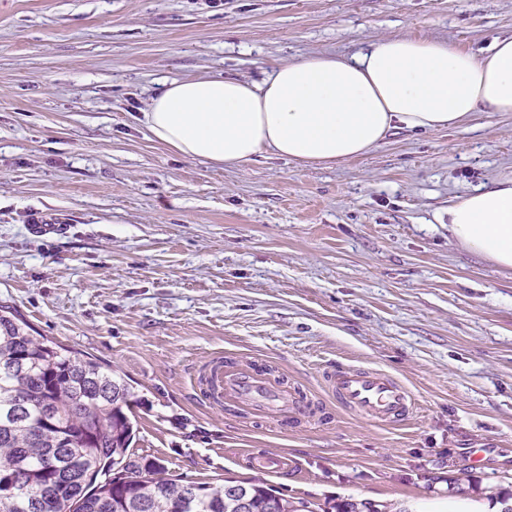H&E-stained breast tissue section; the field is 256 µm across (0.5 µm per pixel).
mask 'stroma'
I'll return each mask as SVG.
<instances>
[{
	"instance_id": "obj_1",
	"label": "stroma",
	"mask_w": 512,
	"mask_h": 512,
	"mask_svg": "<svg viewBox=\"0 0 512 512\" xmlns=\"http://www.w3.org/2000/svg\"><path fill=\"white\" fill-rule=\"evenodd\" d=\"M378 37L483 55L512 37V0H0V306L125 377L131 449L171 478L501 512L512 270L451 242L448 208L512 170V112L396 130L331 166L268 153L241 169L144 123L165 82H259ZM219 353L317 395L336 364L377 369L415 408L254 423L197 402L193 371ZM274 454L293 471L259 467Z\"/></svg>"
}]
</instances>
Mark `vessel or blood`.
Listing matches in <instances>:
<instances>
[{
  "instance_id": "1",
  "label": "vessel or blood",
  "mask_w": 512,
  "mask_h": 512,
  "mask_svg": "<svg viewBox=\"0 0 512 512\" xmlns=\"http://www.w3.org/2000/svg\"><path fill=\"white\" fill-rule=\"evenodd\" d=\"M194 385L209 407L240 417L285 426L317 415L312 399L248 361L213 356L196 369ZM324 387L342 409L375 423L404 421L415 405L406 385L372 368L337 365L326 374Z\"/></svg>"
}]
</instances>
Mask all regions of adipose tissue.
<instances>
[{
	"label": "adipose tissue",
	"mask_w": 512,
	"mask_h": 512,
	"mask_svg": "<svg viewBox=\"0 0 512 512\" xmlns=\"http://www.w3.org/2000/svg\"><path fill=\"white\" fill-rule=\"evenodd\" d=\"M486 110L512 112V37L482 58L444 41L379 37L349 56L278 66L259 83L173 80L151 98L144 121L182 156L233 168L265 153L337 163L393 130L436 131ZM448 232L512 268V172L450 205Z\"/></svg>",
	"instance_id": "obj_1"
}]
</instances>
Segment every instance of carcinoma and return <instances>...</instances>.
<instances>
[{
  "instance_id": "cac0c4a2",
  "label": "carcinoma",
  "mask_w": 512,
  "mask_h": 512,
  "mask_svg": "<svg viewBox=\"0 0 512 512\" xmlns=\"http://www.w3.org/2000/svg\"><path fill=\"white\" fill-rule=\"evenodd\" d=\"M133 387L95 358L68 350L17 316L0 314V512H240L222 485L166 476L130 450ZM249 512H315L246 482ZM323 512H386L346 500Z\"/></svg>"
}]
</instances>
